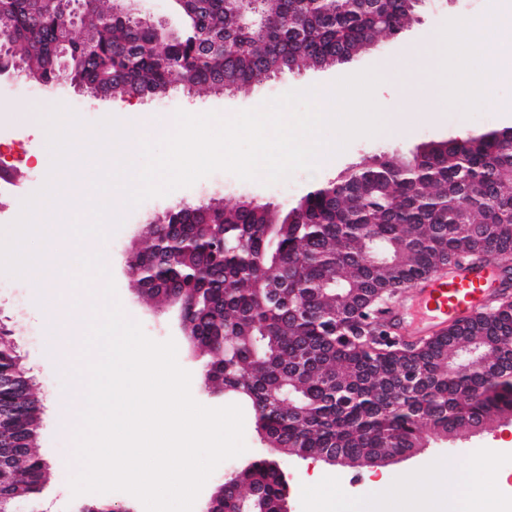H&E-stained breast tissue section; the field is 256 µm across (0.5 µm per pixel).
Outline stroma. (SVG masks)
I'll return each mask as SVG.
<instances>
[{
    "instance_id": "obj_1",
    "label": "stroma",
    "mask_w": 512,
    "mask_h": 512,
    "mask_svg": "<svg viewBox=\"0 0 512 512\" xmlns=\"http://www.w3.org/2000/svg\"><path fill=\"white\" fill-rule=\"evenodd\" d=\"M491 0H422L413 20L394 38L383 40L374 49L363 52L348 62L328 69L304 68L293 74L280 76L261 85L231 94H213L196 91L190 94L172 92L161 98H134L115 96L93 98L73 86L57 87L46 93L44 87L23 76L0 80V99L15 102L19 107L44 99L76 115L80 124L73 130L75 140L96 134L98 123L105 117H121L128 109L162 115L176 110L194 108L198 112L216 111L226 115L258 107L264 100L279 96L292 89L312 86L329 87L345 76L377 67L385 58L401 53L411 45L425 42L430 33L441 29L446 21L486 14ZM489 90L495 103L485 106L472 117L462 109L451 106L428 118L424 110L403 111L395 99L391 86L384 87L376 103L381 111L398 118L401 128L394 134L373 137L360 136L337 155L323 156L315 172L299 171L287 180L265 185L258 181H243L231 173L218 171L200 179L194 185L171 193L147 199L133 208L122 211L123 223L105 242L103 256L115 281L119 301L127 316L139 322L145 334L154 341L174 340L179 365L187 370L193 381V398L203 406L218 408L234 404L233 396L215 398L202 392L197 376L198 361L189 356L179 329L178 310L169 306L152 307L139 300L130 286L126 263L127 253L138 240L143 225L161 216L180 200L195 203L213 199L234 201L249 197L259 202L278 206H295L310 187L328 181L345 168L363 162L384 149L401 152L414 151L421 144L440 138L465 137L490 129L512 126V86L490 82ZM46 142L31 127L19 122L0 126V158L4 159L24 195L39 190L45 180L35 158L44 151ZM35 290L24 277L0 273V325L11 332L16 352L31 377L41 403V427L37 441L38 451L50 466L51 477L43 487L35 507L20 506L19 512H78L84 504H122L128 512H144L142 503L125 492L73 495L70 478L78 465L74 458L73 439L63 426L64 412L69 403L65 379L59 373L54 356L47 343V331L36 310ZM244 440L247 446L243 456L223 461L203 486L195 505L203 512L214 488L223 482L225 472L239 467L243 460L274 456L256 431L251 407H244ZM491 464L493 475L485 479V494L494 501L499 512H512V483L495 485L494 475L512 471V422H503L488 432L454 441L433 440L420 454L394 464L378 467L351 468L331 466L319 460L287 458L281 467L290 485L291 512H315L318 494L311 484L313 475H320L323 484L337 495L349 500L360 512H386L383 500L374 493L375 476L400 483L417 476L428 479L434 469L468 470L477 462Z\"/></svg>"
}]
</instances>
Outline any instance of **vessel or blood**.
Here are the masks:
<instances>
[{
	"instance_id": "1",
	"label": "vessel or blood",
	"mask_w": 512,
	"mask_h": 512,
	"mask_svg": "<svg viewBox=\"0 0 512 512\" xmlns=\"http://www.w3.org/2000/svg\"><path fill=\"white\" fill-rule=\"evenodd\" d=\"M503 279V272L490 263L472 270L436 276L418 288L417 294L420 303L431 311L436 325L444 326L481 304Z\"/></svg>"
}]
</instances>
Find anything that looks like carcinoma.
Here are the masks:
<instances>
[{"label":"carcinoma","mask_w":512,"mask_h":512,"mask_svg":"<svg viewBox=\"0 0 512 512\" xmlns=\"http://www.w3.org/2000/svg\"><path fill=\"white\" fill-rule=\"evenodd\" d=\"M177 33L142 22L121 0H0V56L39 84L62 78L136 98L175 88L224 92L301 68L345 63L413 19L421 0H248L247 28L225 0H174ZM83 38L61 40L74 28ZM224 42L212 52L204 41ZM287 212L247 199L175 207L148 232L135 266L163 272L164 225L194 234L175 257L179 287L152 284L144 299H187L189 332L207 392L249 403L256 428L283 458L339 456L352 467L430 439L459 438L512 414V294L504 290L413 348L366 349L357 326L379 325L402 288L446 269L493 262L512 268V126L384 151L308 191ZM494 355L483 361L482 352ZM466 360L470 370L453 373ZM417 378L410 387V373ZM39 406L16 351L0 331V505L33 502L50 478L37 451ZM284 473L259 458L215 487L225 512L237 502L276 512Z\"/></svg>","instance_id":"obj_1"}]
</instances>
